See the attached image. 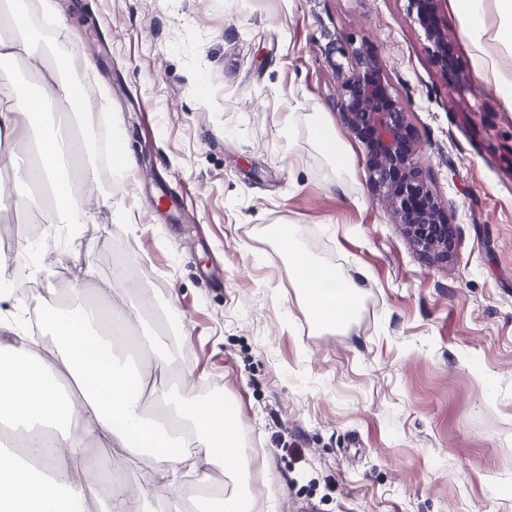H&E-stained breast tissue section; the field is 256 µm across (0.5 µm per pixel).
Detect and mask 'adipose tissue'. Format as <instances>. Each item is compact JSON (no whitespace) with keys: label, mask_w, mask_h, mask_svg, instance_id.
I'll list each match as a JSON object with an SVG mask.
<instances>
[{"label":"adipose tissue","mask_w":512,"mask_h":512,"mask_svg":"<svg viewBox=\"0 0 512 512\" xmlns=\"http://www.w3.org/2000/svg\"><path fill=\"white\" fill-rule=\"evenodd\" d=\"M38 5L42 15L55 20L58 52L39 90L17 89L0 101V158L11 163L12 194L19 209L46 224H82L86 216L72 204V183L60 177L62 167L74 157L71 126L42 120L46 103L53 98L63 100L70 112L85 111L86 85L64 78L80 64L81 55L72 46L69 27L55 16V0H38ZM456 8L461 34L487 70L490 89L512 103V73L503 72L487 50L491 42L512 47V0H456ZM492 10L500 19L494 28L487 21ZM13 25L16 36L0 38V59L43 65V45L31 34L27 17L14 16ZM34 130L40 133L42 158L36 168L21 163L16 153ZM37 181L50 187L51 202L32 195ZM276 235L307 296L309 314L326 328L346 326L357 310L356 286L334 267L305 259L289 226H278ZM46 328L52 346L36 357L29 330L0 320V330L13 335L11 342L0 344V420L24 427L33 449L43 427L57 430L52 454L36 469L16 451L0 448V512H91L88 486L71 476L64 461L77 456L85 471H96L98 447L106 443L149 453L154 473L170 485L183 466L193 471L217 463L231 471L240 468L238 434L233 417L224 412L223 397L185 409L157 389L153 375L164 369L159 360H144L131 368L113 355L114 338L127 331L123 316L101 305L83 304L53 314ZM151 401L160 414H148ZM188 437L199 446L189 455L182 451Z\"/></svg>","instance_id":"1"}]
</instances>
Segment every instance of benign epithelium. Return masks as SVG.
I'll return each mask as SVG.
<instances>
[{
    "mask_svg": "<svg viewBox=\"0 0 512 512\" xmlns=\"http://www.w3.org/2000/svg\"><path fill=\"white\" fill-rule=\"evenodd\" d=\"M444 0H408V16L425 32L433 56L448 70V32L440 23ZM356 63L343 77L333 107L354 138L366 145L372 188L385 201L424 256L445 261L453 249L452 225L429 185L424 148L413 134L405 108L377 56L359 47Z\"/></svg>",
    "mask_w": 512,
    "mask_h": 512,
    "instance_id": "1",
    "label": "benign epithelium"
}]
</instances>
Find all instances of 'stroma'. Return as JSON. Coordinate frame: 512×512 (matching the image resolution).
Listing matches in <instances>:
<instances>
[{
	"mask_svg": "<svg viewBox=\"0 0 512 512\" xmlns=\"http://www.w3.org/2000/svg\"><path fill=\"white\" fill-rule=\"evenodd\" d=\"M407 0H57L110 111L74 120L93 146L88 221L43 225L53 273L0 318L35 323L84 297L165 334L156 378L191 407L221 395L245 457L223 489L255 512H512V105L442 21L462 79L449 92ZM366 47L408 113L454 247L429 262L373 193L365 145L332 107ZM347 150L337 181L315 122ZM135 160L115 178L111 131ZM360 291L343 329L310 318L274 229ZM139 289L118 286L114 255ZM92 274L81 277L83 268ZM120 480L151 487L147 455L104 447Z\"/></svg>",
	"mask_w": 512,
	"mask_h": 512,
	"instance_id": "obj_1",
	"label": "stroma"
}]
</instances>
